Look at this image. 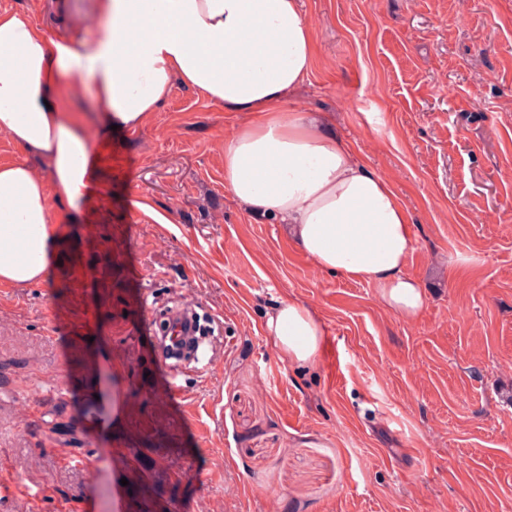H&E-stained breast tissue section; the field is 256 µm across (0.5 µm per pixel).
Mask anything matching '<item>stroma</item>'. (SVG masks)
Returning <instances> with one entry per match:
<instances>
[{"mask_svg":"<svg viewBox=\"0 0 512 512\" xmlns=\"http://www.w3.org/2000/svg\"><path fill=\"white\" fill-rule=\"evenodd\" d=\"M56 2L0 11L80 44L101 28L96 0ZM299 5L316 63L279 108L322 115L393 187L425 309L396 316L226 192L224 140L248 115L174 82L141 125H89L92 188L48 277L0 287V512H112L118 486L129 512H512V0ZM181 299L223 348L173 398L149 315ZM288 299L326 329L309 370L265 330ZM97 358L122 388L105 431L84 423ZM24 386L56 397L21 417Z\"/></svg>","mask_w":512,"mask_h":512,"instance_id":"35a3bbf8","label":"stroma"}]
</instances>
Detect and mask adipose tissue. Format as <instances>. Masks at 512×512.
I'll return each mask as SVG.
<instances>
[{"label":"adipose tissue","mask_w":512,"mask_h":512,"mask_svg":"<svg viewBox=\"0 0 512 512\" xmlns=\"http://www.w3.org/2000/svg\"><path fill=\"white\" fill-rule=\"evenodd\" d=\"M95 43L54 38L20 12L0 13V131L45 156L49 180L26 160L0 165V283L42 282L58 249L54 213L84 195L92 152L84 113L94 88L105 125L139 126L166 101L173 80L231 112L251 113L224 142V187L262 216L288 224L324 272L373 285L385 307L412 319L427 298L406 274L410 219L390 184L351 144L314 119L281 111L288 89L315 65L299 0H97ZM265 328L289 364L317 361L325 329L288 300Z\"/></svg>","instance_id":"ef3b65f1"}]
</instances>
